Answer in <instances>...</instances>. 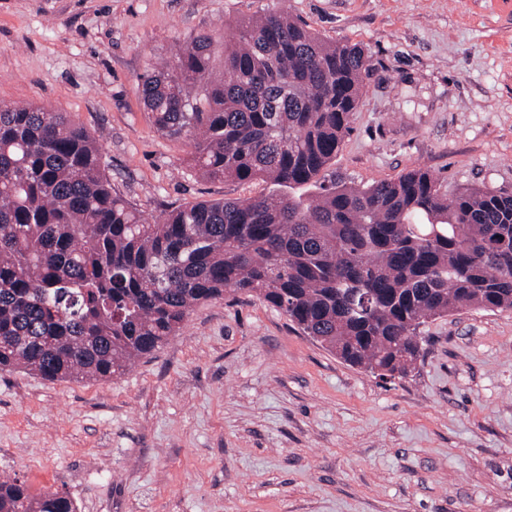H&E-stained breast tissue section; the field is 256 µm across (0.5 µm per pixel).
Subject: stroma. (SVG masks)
Here are the masks:
<instances>
[{
  "mask_svg": "<svg viewBox=\"0 0 512 512\" xmlns=\"http://www.w3.org/2000/svg\"><path fill=\"white\" fill-rule=\"evenodd\" d=\"M285 12L371 58L318 189L414 167L449 192L512 191V0H0V102L64 112L145 217L268 193L189 166L141 77L199 33L214 68L238 20ZM392 382L232 294L106 382L0 372V477L78 512H512V311L421 328Z\"/></svg>",
  "mask_w": 512,
  "mask_h": 512,
  "instance_id": "35a3bbf8",
  "label": "stroma"
}]
</instances>
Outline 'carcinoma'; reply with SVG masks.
Here are the masks:
<instances>
[{"label": "carcinoma", "instance_id": "carcinoma-1", "mask_svg": "<svg viewBox=\"0 0 512 512\" xmlns=\"http://www.w3.org/2000/svg\"><path fill=\"white\" fill-rule=\"evenodd\" d=\"M213 44L200 33L148 70L144 105L160 131L190 137L197 175L275 192L153 224L112 192L99 147L65 113L0 105L1 371L109 380L230 289L390 381L416 369L428 320L512 311V192L449 194L422 167L314 200L286 192L317 183L351 131L364 49L278 12L237 23L218 77ZM0 512L77 507L14 478L0 480Z\"/></svg>", "mask_w": 512, "mask_h": 512}]
</instances>
